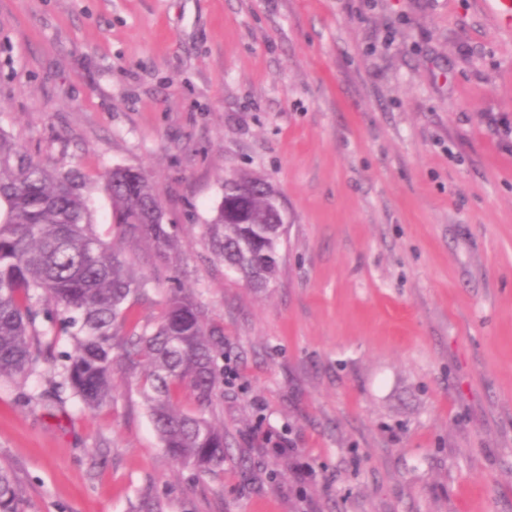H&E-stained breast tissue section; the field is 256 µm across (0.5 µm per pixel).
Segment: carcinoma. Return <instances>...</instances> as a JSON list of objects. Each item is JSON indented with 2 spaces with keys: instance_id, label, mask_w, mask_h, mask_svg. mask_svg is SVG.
I'll return each instance as SVG.
<instances>
[{
  "instance_id": "obj_1",
  "label": "carcinoma",
  "mask_w": 512,
  "mask_h": 512,
  "mask_svg": "<svg viewBox=\"0 0 512 512\" xmlns=\"http://www.w3.org/2000/svg\"><path fill=\"white\" fill-rule=\"evenodd\" d=\"M259 176L224 179L208 234L224 266L252 288H265L281 261V213ZM111 201L112 240L93 220L88 178L79 169L47 166L22 154L0 130V380L26 375L43 352L42 337L62 331L63 380L84 406L113 401L112 378L121 369L137 376L154 430L167 452L199 471L224 465V429L206 416L216 396L215 353L223 333L209 327L191 293L177 288L160 322L129 321L147 295L141 276L119 242L143 239L157 257L177 251L164 223L155 182L132 169L102 176ZM187 388L197 411L184 410L176 393ZM0 512H21L10 471L0 468Z\"/></svg>"
}]
</instances>
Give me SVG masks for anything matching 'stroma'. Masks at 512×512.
Returning <instances> with one entry per match:
<instances>
[{
	"instance_id": "obj_1",
	"label": "stroma",
	"mask_w": 512,
	"mask_h": 512,
	"mask_svg": "<svg viewBox=\"0 0 512 512\" xmlns=\"http://www.w3.org/2000/svg\"><path fill=\"white\" fill-rule=\"evenodd\" d=\"M0 129L76 167L142 169L178 232L126 254L155 324L177 285L221 329L199 472L133 378L59 389L45 350L0 380V466L23 512H512V38L476 0H0ZM288 212L248 287L206 226L225 176Z\"/></svg>"
}]
</instances>
